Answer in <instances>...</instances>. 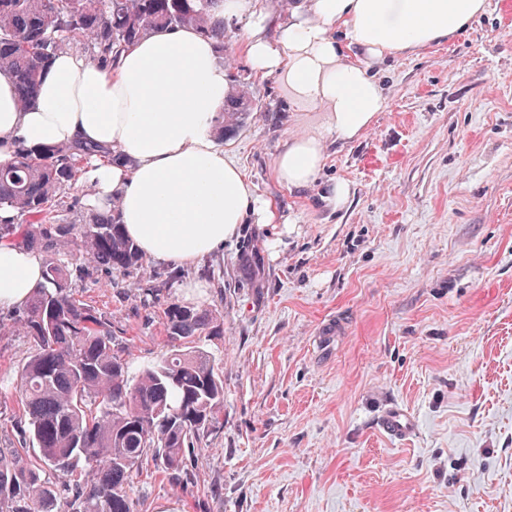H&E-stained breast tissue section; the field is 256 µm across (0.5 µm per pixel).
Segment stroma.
Instances as JSON below:
<instances>
[{
	"label": "stroma",
	"instance_id": "stroma-1",
	"mask_svg": "<svg viewBox=\"0 0 512 512\" xmlns=\"http://www.w3.org/2000/svg\"><path fill=\"white\" fill-rule=\"evenodd\" d=\"M224 63L255 110L224 141L273 224L243 225L223 256L185 269L170 301L222 305L207 349L224 371V427L190 487L160 470L135 485L139 512H512V11H486L455 39L379 65L386 107L341 141L322 110L289 106L260 78L228 19ZM321 133L312 186L288 190L276 156ZM352 196H321L336 180ZM143 281L113 272L79 293L129 343L132 370L167 350L143 320ZM342 330L329 350L328 320ZM29 353L0 325V448L12 447L14 383ZM407 409L414 432L381 435Z\"/></svg>",
	"mask_w": 512,
	"mask_h": 512
}]
</instances>
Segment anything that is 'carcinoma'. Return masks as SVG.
<instances>
[{
  "label": "carcinoma",
  "instance_id": "cac0c4a2",
  "mask_svg": "<svg viewBox=\"0 0 512 512\" xmlns=\"http://www.w3.org/2000/svg\"><path fill=\"white\" fill-rule=\"evenodd\" d=\"M219 0H0V74L12 78L17 105L36 99L42 71L70 46L83 45L110 67L130 44L156 27L194 25L224 47L226 28L214 10ZM254 111L248 92L234 91L217 135L240 127ZM114 154L101 145H52L20 151L0 166V242L45 254L44 284L14 311L30 354L19 370L14 418L23 462L0 448V512H138L133 485L148 464L189 486L197 451L224 427V374L205 347L224 331L218 307L170 303L164 309L166 353L138 373L112 321L77 294L76 282L102 270L132 274L143 257L117 221L113 206L87 224L61 218L68 191L86 160ZM70 259L57 257L61 242ZM183 278L172 268L143 288L141 308L152 319L166 289Z\"/></svg>",
  "mask_w": 512,
  "mask_h": 512
}]
</instances>
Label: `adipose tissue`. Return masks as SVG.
Returning a JSON list of instances; mask_svg holds the SVG:
<instances>
[{
  "instance_id": "1",
  "label": "adipose tissue",
  "mask_w": 512,
  "mask_h": 512,
  "mask_svg": "<svg viewBox=\"0 0 512 512\" xmlns=\"http://www.w3.org/2000/svg\"><path fill=\"white\" fill-rule=\"evenodd\" d=\"M485 9L486 0H294L274 43L256 0H221L216 15L248 17L243 52L253 71L285 81L294 102L323 109L328 128L348 141L386 106L377 63L452 39ZM230 91L217 42L189 25L154 29L109 70L64 51L29 110L18 109L12 80L0 74V164L19 143L107 145L114 163L87 174L93 202H118L119 222L145 258L194 266L223 254L246 222L274 216L214 137ZM324 162L321 137L294 134L275 171L287 188L302 189ZM42 270L39 251L0 243V311L40 288Z\"/></svg>"
}]
</instances>
